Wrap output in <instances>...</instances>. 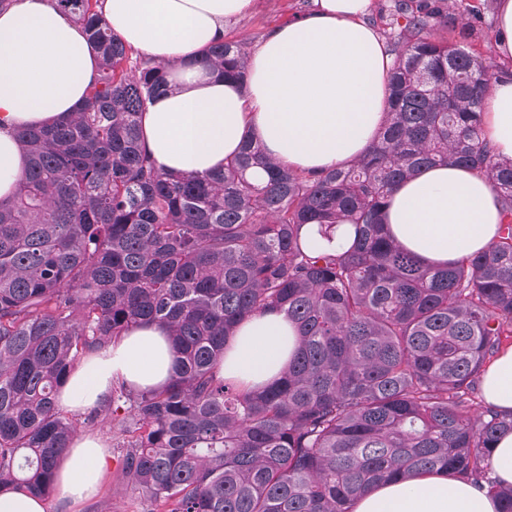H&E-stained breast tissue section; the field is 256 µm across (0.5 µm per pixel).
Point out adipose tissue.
Listing matches in <instances>:
<instances>
[{"label":"adipose tissue","mask_w":512,"mask_h":512,"mask_svg":"<svg viewBox=\"0 0 512 512\" xmlns=\"http://www.w3.org/2000/svg\"><path fill=\"white\" fill-rule=\"evenodd\" d=\"M251 0H102L114 32L170 67V89L141 118L142 146L176 174L223 169L248 140L299 172L361 157L384 118L392 59L366 18L372 0H310L295 22L274 29L251 54L246 83L224 80L201 56L227 19ZM97 68L94 45L50 0H18L0 12V198L25 167L14 130L67 117L85 100ZM486 140L512 158V78L492 81L483 117ZM389 234L422 262L437 265L481 253L496 239L501 207L491 182L465 166L439 165L401 183L385 210ZM297 331L283 314L252 316L218 361V374L259 392L286 368ZM168 330L142 324L84 358L63 383L59 405L83 412L119 383L157 389L172 375ZM486 404L512 411V346L481 378ZM108 455L100 439L77 438L56 468L61 499L78 505L100 488ZM471 480L445 471L389 481L356 501L353 512H496Z\"/></svg>","instance_id":"ef3b65f1"}]
</instances>
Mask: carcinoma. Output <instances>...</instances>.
Returning a JSON list of instances; mask_svg holds the SVG:
<instances>
[{"mask_svg":"<svg viewBox=\"0 0 512 512\" xmlns=\"http://www.w3.org/2000/svg\"><path fill=\"white\" fill-rule=\"evenodd\" d=\"M54 2L98 68L67 120L16 131L27 167L0 199V489L50 498L59 453L103 416L122 437L124 478L158 512H352L387 481L441 469L512 512V485L489 466L512 413L473 412L512 335V158L482 136L496 74L468 50L482 0H392L385 123L350 166L297 172L249 141L222 171L187 176L140 143L167 67L115 34L100 0ZM248 58V43L221 38L203 63L242 83ZM436 163L483 173L502 210L486 251L444 266L383 224L395 187ZM304 224L358 237L312 256ZM271 309L297 327L287 370L259 393L217 377L236 327ZM142 323L169 330L168 384L61 408L75 366Z\"/></svg>","mask_w":512,"mask_h":512,"instance_id":"1","label":"carcinoma"}]
</instances>
